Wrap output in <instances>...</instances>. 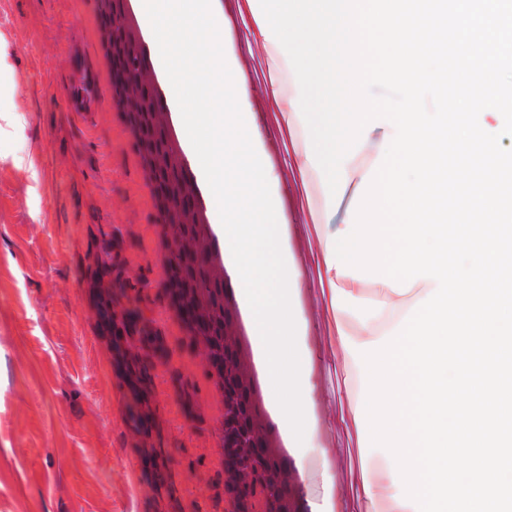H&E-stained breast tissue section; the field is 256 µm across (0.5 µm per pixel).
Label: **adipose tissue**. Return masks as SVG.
Segmentation results:
<instances>
[{"label":"adipose tissue","mask_w":512,"mask_h":512,"mask_svg":"<svg viewBox=\"0 0 512 512\" xmlns=\"http://www.w3.org/2000/svg\"><path fill=\"white\" fill-rule=\"evenodd\" d=\"M246 2L260 6L263 16L255 41L275 44L284 55L313 57L325 33L340 46L355 43L364 30L371 36L372 69L348 62L325 78L329 110L315 131L319 147L297 153L296 168L322 170L333 187H343L352 150L385 127V155L416 176L410 186L367 176L373 190L364 210L352 213L325 251L333 314L355 304L363 269L372 271L391 306L409 309L398 332L384 335L367 323L362 336L341 340L366 382L344 425L354 428L360 447L379 448L406 465L390 469L384 484L361 471V497L385 500L392 512H512V453L497 450L512 435V398L500 387L501 369L512 362V316L483 310L506 297L491 279L503 252L499 218L512 209V198L497 190L501 173L489 162L491 146L465 143L440 152L439 126L411 110L377 111L364 95L372 78L398 84L408 100L434 81L420 45L431 41L435 0H413L408 15L395 0H375L367 26L360 0ZM397 212L408 223L389 224ZM469 240L485 247L474 253L463 281L451 274L448 257ZM409 281L424 287L411 307ZM452 343L481 354L474 382H465L458 356L449 354ZM419 472L424 482H417Z\"/></svg>","instance_id":"ef3b65f1"}]
</instances>
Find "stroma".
Listing matches in <instances>:
<instances>
[{
	"label": "stroma",
	"mask_w": 512,
	"mask_h": 512,
	"mask_svg": "<svg viewBox=\"0 0 512 512\" xmlns=\"http://www.w3.org/2000/svg\"><path fill=\"white\" fill-rule=\"evenodd\" d=\"M224 46L238 69L257 152L280 177L281 249L312 366L303 401L321 467L316 501L356 512L350 485L381 458L358 446L341 413L355 366L331 326L323 255L360 200L358 182L327 193L293 170L289 124L324 111L310 75L308 109L290 113L256 19L221 0ZM87 71L96 104L66 111ZM94 0H0V512H221L220 406L186 345L163 287V233L130 125L110 103Z\"/></svg>",
	"instance_id": "obj_1"
}]
</instances>
